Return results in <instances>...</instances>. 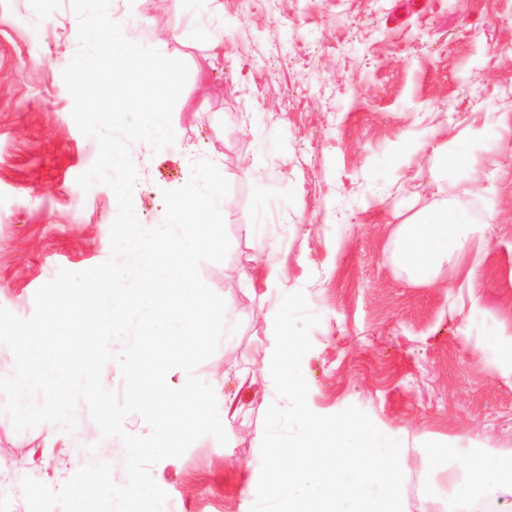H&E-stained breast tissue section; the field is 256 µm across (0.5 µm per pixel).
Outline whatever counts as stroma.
Wrapping results in <instances>:
<instances>
[{"mask_svg": "<svg viewBox=\"0 0 512 512\" xmlns=\"http://www.w3.org/2000/svg\"><path fill=\"white\" fill-rule=\"evenodd\" d=\"M226 58L221 75L187 82L190 107L173 113L190 142H216L237 177L227 209L230 250L201 271L224 294L251 251L239 225L254 210L243 161L252 137L238 116L258 112L288 179L289 223L297 238L285 257L290 282H305L314 321L301 350L304 401L331 425L364 420L373 438L401 448L402 512H419L424 465L444 453H512V0H223ZM54 24L30 16L26 0H0V306L19 317L59 269L82 271L111 255L113 192L82 190L98 146L77 128L62 72L72 6L44 0ZM506 131L486 139L487 124ZM467 143L470 163L448 187L452 204L482 200L493 232L470 248L458 272L434 286L409 283L389 260L398 224L438 201L413 197L435 148ZM135 214L160 219L162 193L183 168L166 153H133ZM387 188L377 200L374 175ZM354 227L352 238L339 227ZM476 270L473 287L464 284ZM240 327L199 369L235 360L247 374L223 380L242 413L150 473L185 512H256L267 479L248 469L272 380L254 361L265 337L258 305L238 295ZM38 426L15 431L0 418V467L49 473L68 464L73 435L48 440Z\"/></svg>", "mask_w": 512, "mask_h": 512, "instance_id": "stroma-1", "label": "stroma"}]
</instances>
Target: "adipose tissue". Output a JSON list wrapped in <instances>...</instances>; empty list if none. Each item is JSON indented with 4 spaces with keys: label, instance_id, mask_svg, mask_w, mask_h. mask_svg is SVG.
Segmentation results:
<instances>
[{
    "label": "adipose tissue",
    "instance_id": "ef3b65f1",
    "mask_svg": "<svg viewBox=\"0 0 512 512\" xmlns=\"http://www.w3.org/2000/svg\"><path fill=\"white\" fill-rule=\"evenodd\" d=\"M189 24L170 33L177 42L200 45L207 69L224 66L223 0H186ZM252 136L250 166L246 173L266 226L240 225L241 234L257 250L262 265L258 282L264 301L267 335L277 345H260L257 355L273 381L264 393L272 404L271 424L261 434L273 443L280 457L256 456L247 468L266 473L273 512H397L402 473L397 453L387 450L370 457L372 437L366 425L351 417L333 426L315 419L301 398L305 376L300 369L301 338L309 321L301 315L297 285L291 284L283 256L297 233L288 221L290 190L272 139L256 117H249ZM485 227L472 209L445 205L420 212L398 225L391 242L395 267L411 282L434 285L444 281L450 268ZM447 474L452 489L440 495L438 474ZM512 495V457L492 456L462 475L456 461H430L421 512H502L504 496Z\"/></svg>",
    "mask_w": 512,
    "mask_h": 512
}]
</instances>
